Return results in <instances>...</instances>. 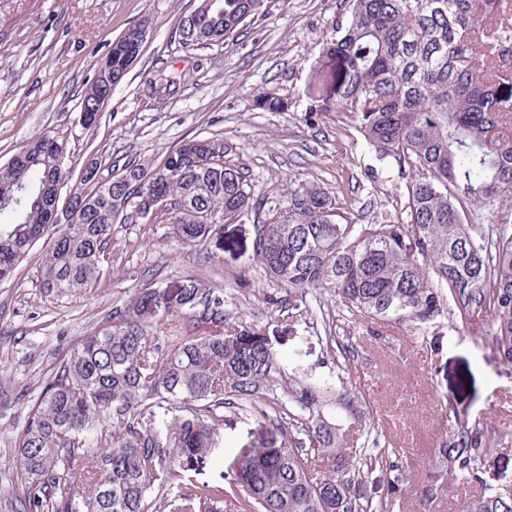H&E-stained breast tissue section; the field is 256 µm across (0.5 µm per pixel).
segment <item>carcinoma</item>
Returning a JSON list of instances; mask_svg holds the SVG:
<instances>
[{"instance_id":"obj_1","label":"carcinoma","mask_w":512,"mask_h":512,"mask_svg":"<svg viewBox=\"0 0 512 512\" xmlns=\"http://www.w3.org/2000/svg\"><path fill=\"white\" fill-rule=\"evenodd\" d=\"M268 0H200L180 24L185 48L221 45ZM138 26L112 43V68L136 52ZM336 59L339 106L355 115L367 147L407 180L406 217L355 224L316 185L288 191L258 225L255 253L269 281L290 293H333L349 311L423 327L448 308L472 331L488 318L498 358L512 366V0H348L326 47ZM93 78L80 102L85 127L112 97ZM229 147L212 136L176 149L164 175L179 237L200 241L257 200ZM66 144L44 134L0 165V281L48 239L39 284L46 295L99 283L112 225L132 220V182L155 166L127 162L106 192L83 176L69 192L70 224L51 217L70 182ZM145 288L61 362L30 409L14 455L28 480L23 512H390L352 495L384 448L346 447L343 423L360 418L358 394L288 375L266 338L226 336L224 299L192 279ZM153 310L151 322L143 310ZM261 404L271 442L230 466L221 485L186 473L221 447L218 410ZM512 437L459 423L434 449L433 484L451 493L463 477L484 494L458 512H512V482L485 467Z\"/></svg>"}]
</instances>
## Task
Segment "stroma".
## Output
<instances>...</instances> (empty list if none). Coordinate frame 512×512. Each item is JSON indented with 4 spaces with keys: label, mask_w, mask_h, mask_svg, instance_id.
<instances>
[{
    "label": "stroma",
    "mask_w": 512,
    "mask_h": 512,
    "mask_svg": "<svg viewBox=\"0 0 512 512\" xmlns=\"http://www.w3.org/2000/svg\"><path fill=\"white\" fill-rule=\"evenodd\" d=\"M198 0H0V164L30 140L49 133L67 143V164L89 158L101 173L128 160L157 162L182 141L212 135L231 148L261 203L256 212L213 225L201 241L182 242L169 218L116 224L104 275L92 291L43 294L40 249L16 275L0 281V512H17L9 494L18 478L14 448L31 402L59 362L98 328L112 308L156 283L179 287L196 278L224 297V332L265 336L286 366L318 377L335 375L345 359L348 379L390 449V463L364 471L353 495L386 500L392 466L409 479L393 512H455V498L476 495L456 485L455 498L437 496L429 510L417 497L430 484L431 451L459 419L512 431V366L498 359L492 339L441 314L417 328L350 313L335 296L302 300L266 277L255 256L256 226L281 205L290 184L314 183L345 216L385 224L403 216L406 182L394 163L377 160L353 113L336 106V66L325 46L336 36L345 0H273L269 13L246 23L219 46L184 49L182 18ZM133 25L147 29L139 57L103 106L97 127L80 120L81 96L113 41ZM181 78L177 93L149 98L144 82L158 68ZM280 98V111L257 101ZM352 351L341 357L336 343ZM257 415L228 410L220 425L223 458L197 469V483H220L229 464L269 440Z\"/></svg>",
    "instance_id": "obj_1"
}]
</instances>
